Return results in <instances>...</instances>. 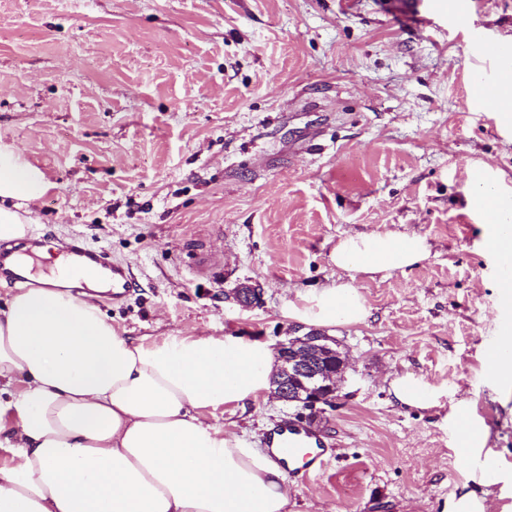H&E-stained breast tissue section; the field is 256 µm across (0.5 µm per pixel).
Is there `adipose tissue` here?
<instances>
[{
    "mask_svg": "<svg viewBox=\"0 0 512 512\" xmlns=\"http://www.w3.org/2000/svg\"><path fill=\"white\" fill-rule=\"evenodd\" d=\"M44 173L0 149V241L25 237ZM419 235L340 238V272L405 270L426 260ZM0 304V512H287L283 463L251 448L204 412L255 401L272 387L269 347L244 336L123 335L73 294L95 272L58 257ZM286 317L319 325L365 320L345 281L300 294Z\"/></svg>",
    "mask_w": 512,
    "mask_h": 512,
    "instance_id": "1",
    "label": "adipose tissue"
}]
</instances>
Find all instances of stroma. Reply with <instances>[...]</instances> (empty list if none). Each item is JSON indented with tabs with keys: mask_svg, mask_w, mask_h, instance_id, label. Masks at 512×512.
<instances>
[{
	"mask_svg": "<svg viewBox=\"0 0 512 512\" xmlns=\"http://www.w3.org/2000/svg\"><path fill=\"white\" fill-rule=\"evenodd\" d=\"M0 0V147L49 181L33 217L47 250L80 235L137 286L91 301L127 336H245L275 345L297 294L336 284L347 235L418 234L430 256L354 274L369 314L328 327L349 355L340 397L311 424L325 468L289 480L288 512H444L478 468L484 512H512V268L486 247L482 183L512 203V121L472 92L512 72V0ZM421 11L412 25L401 13ZM483 33L508 53L485 62ZM250 281L264 303L225 290ZM439 394L419 409L398 378ZM466 400L488 431L458 450ZM212 422L263 448L294 417L263 393ZM495 354L492 360L487 361V367L492 372H497L503 368L504 365L512 367V336L506 334L500 336L497 344L494 347ZM392 391L398 401L408 406L427 408L439 403L434 388L423 380L396 379L392 383Z\"/></svg>",
	"mask_w": 512,
	"mask_h": 512,
	"instance_id": "obj_1",
	"label": "stroma"
}]
</instances>
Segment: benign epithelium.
Listing matches in <instances>:
<instances>
[{"label": "benign epithelium", "instance_id": "obj_1", "mask_svg": "<svg viewBox=\"0 0 512 512\" xmlns=\"http://www.w3.org/2000/svg\"><path fill=\"white\" fill-rule=\"evenodd\" d=\"M224 295L245 308L263 303V289L249 282ZM274 353L277 367L272 385L279 401L297 409V416L309 422L323 418L336 406L337 381L347 368L336 337L317 328L291 325L275 344Z\"/></svg>", "mask_w": 512, "mask_h": 512}]
</instances>
